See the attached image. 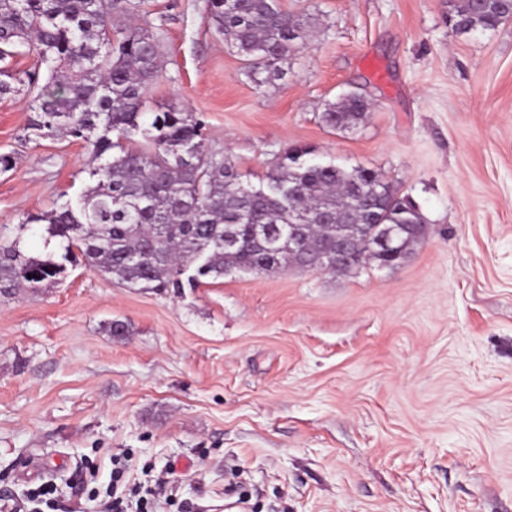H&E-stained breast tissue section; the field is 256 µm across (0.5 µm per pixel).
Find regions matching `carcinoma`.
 <instances>
[{"mask_svg":"<svg viewBox=\"0 0 512 512\" xmlns=\"http://www.w3.org/2000/svg\"><path fill=\"white\" fill-rule=\"evenodd\" d=\"M216 32L249 71L266 80L308 45L309 20L281 0H207ZM141 0H0V97L18 92L7 64L33 57L26 73L35 94L27 130L36 138L76 139L97 161L76 197L13 226L0 225V298L61 282L79 260L127 288L154 292L195 288L237 271L267 273L301 266L336 245L337 225L354 242L350 275L385 264L370 241L401 226L405 254L425 223L419 207L378 171L316 162L292 147L259 185L205 148L202 121L168 108L144 121L161 70L158 39L135 22ZM512 9L505 0H454L455 32L493 30ZM371 101L349 92L326 105L323 124L353 128ZM40 234L62 253L33 256L24 238Z\"/></svg>","mask_w":512,"mask_h":512,"instance_id":"1","label":"carcinoma"}]
</instances>
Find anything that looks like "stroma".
<instances>
[{"instance_id": "obj_1", "label": "stroma", "mask_w": 512, "mask_h": 512, "mask_svg": "<svg viewBox=\"0 0 512 512\" xmlns=\"http://www.w3.org/2000/svg\"><path fill=\"white\" fill-rule=\"evenodd\" d=\"M308 15L283 76L247 72L207 0H147L148 109L196 113L256 180L286 149L373 168L430 226L395 268L228 274L157 293L85 266L0 301V492L102 498L112 458L171 471L159 512H512V20L459 34L451 0H282ZM373 104L333 131L327 102ZM0 98V225L88 184L82 141L29 140ZM125 325L116 336L111 324Z\"/></svg>"}]
</instances>
